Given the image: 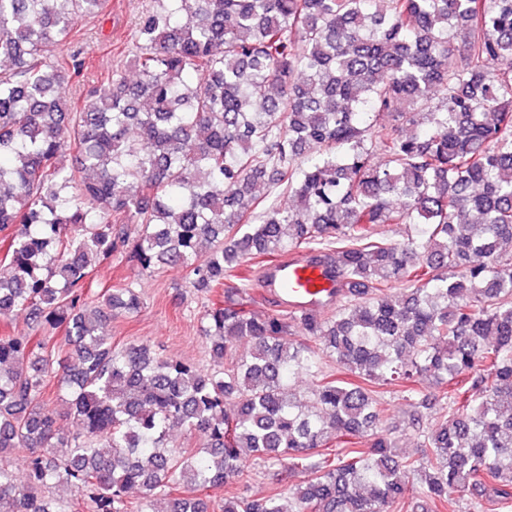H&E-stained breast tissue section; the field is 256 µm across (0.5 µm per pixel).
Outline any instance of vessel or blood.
Listing matches in <instances>:
<instances>
[{"label":"vessel or blood","mask_w":512,"mask_h":512,"mask_svg":"<svg viewBox=\"0 0 512 512\" xmlns=\"http://www.w3.org/2000/svg\"><path fill=\"white\" fill-rule=\"evenodd\" d=\"M270 283L275 299L292 312L319 309L336 286L323 267L302 256L272 267Z\"/></svg>","instance_id":"1"}]
</instances>
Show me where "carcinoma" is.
Here are the masks:
<instances>
[{"label":"carcinoma","instance_id":"1","mask_svg":"<svg viewBox=\"0 0 512 512\" xmlns=\"http://www.w3.org/2000/svg\"><path fill=\"white\" fill-rule=\"evenodd\" d=\"M107 4L0 0V512H64L60 489L132 512L133 487L167 512L220 488V512L512 508V0H153L138 80L69 97L84 61L47 57ZM299 249L336 278L334 311H255L241 267ZM119 258L224 291L201 317L211 370L106 336L142 304L133 280L90 294ZM388 385L448 405L411 455ZM174 428L204 446L170 447ZM254 457L303 480L251 499Z\"/></svg>","mask_w":512,"mask_h":512}]
</instances>
